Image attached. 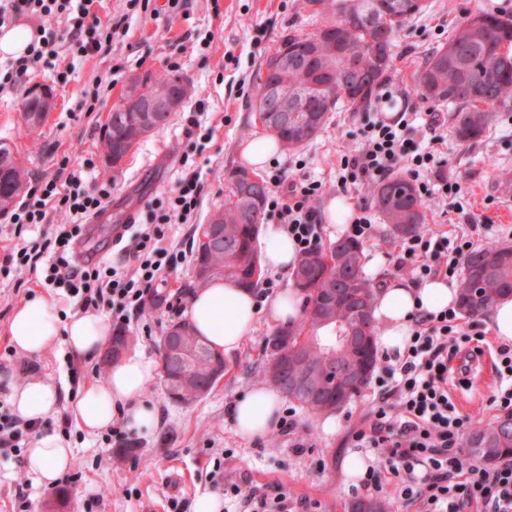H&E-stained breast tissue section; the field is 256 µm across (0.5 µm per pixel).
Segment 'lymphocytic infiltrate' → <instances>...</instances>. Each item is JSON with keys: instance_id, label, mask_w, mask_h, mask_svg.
Listing matches in <instances>:
<instances>
[{"instance_id": "obj_1", "label": "lymphocytic infiltrate", "mask_w": 512, "mask_h": 512, "mask_svg": "<svg viewBox=\"0 0 512 512\" xmlns=\"http://www.w3.org/2000/svg\"><path fill=\"white\" fill-rule=\"evenodd\" d=\"M100 0H0V27L22 16L39 20L38 34L25 55L10 63L0 77V91L27 81L36 69L56 72L61 39L80 56L107 49L114 37L123 35L125 19L102 25L98 16ZM67 19V33H60L57 19ZM410 109L385 118L374 113L363 129L359 147L339 160L338 188L349 190L383 180L400 172L418 181L423 195L437 196L460 208L461 184L448 173V160L439 146L436 120H428L432 130L431 149L421 151L407 138ZM269 201L299 252L319 246L322 216L315 202L322 194L317 181L297 179L275 181ZM110 196L109 187L86 184L80 171H70L64 181L38 183L30 195L10 215L16 229L46 223L49 211L63 212L67 223L55 229L56 250L44 255L41 246L21 248L7 256V263L28 267L40 285L63 288L82 312L109 309L112 320L123 324L141 310L146 296L156 294L162 274L176 268L182 253L167 248L163 227L186 220L199 205L198 180L182 183L168 200L162 213L151 214L148 223L127 225L128 237L122 250L133 267L117 268L84 262L76 263L70 245L84 221L101 212ZM474 247L465 234L431 233L405 238L396 257V267L409 270L417 279L457 276L458 266ZM413 332L404 352L385 365L375 386L379 398L373 406V421L354 431L359 448H372L380 455V467H368L360 484L364 489L382 490L384 481L395 480L401 497L421 506V512H465L472 504L484 512H512V461L487 468L464 460L460 441L471 427L469 416L458 410L448 392L450 363L461 348L484 341L479 322L467 328L458 325L455 309L413 314Z\"/></svg>"}]
</instances>
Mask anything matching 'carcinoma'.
Returning a JSON list of instances; mask_svg holds the SVG:
<instances>
[{"instance_id":"cac0c4a2","label":"carcinoma","mask_w":512,"mask_h":512,"mask_svg":"<svg viewBox=\"0 0 512 512\" xmlns=\"http://www.w3.org/2000/svg\"><path fill=\"white\" fill-rule=\"evenodd\" d=\"M384 0H307L321 19L312 33H287L265 60L264 75L258 78L255 111L272 107L265 87L282 84L288 96L306 93L311 99L328 104L331 112L342 104L353 112H368L376 88L393 66L396 38L401 27L426 9L424 0H401V9L388 15ZM312 46L318 52L308 67H290L284 73L272 68L273 61L286 49L301 55ZM190 82L183 73L146 72L131 80L121 100L112 106L115 118L107 120L102 149L112 154V165L126 155V147L142 139L139 103L141 95H162ZM420 98L431 105H446L455 112L454 133L461 142L483 137L496 110L512 106V21L486 12L468 13L448 37V42L424 59L415 77ZM326 118L307 127L290 142L288 127L277 132L282 146L298 148L321 132ZM28 169L17 161L8 144L0 142V213L13 207L18 197L14 186L27 184ZM366 193L375 201L384 223L392 233L408 237L425 224L423 203L412 181L395 176L372 183ZM267 186H260L258 199L228 189L224 206L209 223L219 225L224 244L198 243L195 265H207L213 273L195 277V288H205L216 279L254 288L263 279L256 248L260 215L263 214ZM364 248L354 238L340 239L327 248L318 247L300 256L293 273L295 286L302 292L300 321L279 328L267 342L270 358L259 377L281 391L282 370L275 357L283 342L298 346L301 357L313 364L316 375L306 384L309 391L293 386V369H288V400L314 414L336 411V394L350 401L367 386L376 368L377 326L373 317V287L362 276ZM512 296V247L487 245L467 254L458 285V305L471 317L488 310L499 298ZM192 343L204 348L205 355L195 367L198 380L210 375L213 356L224 357L207 340L191 332ZM340 364L364 370L355 380L338 371ZM468 454L486 463L512 459V415L493 423H480L463 442ZM350 512H392V505L381 498L351 501Z\"/></svg>"}]
</instances>
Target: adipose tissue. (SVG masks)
<instances>
[{"mask_svg": "<svg viewBox=\"0 0 512 512\" xmlns=\"http://www.w3.org/2000/svg\"><path fill=\"white\" fill-rule=\"evenodd\" d=\"M299 252L293 238L276 225L265 232L264 263L269 271L292 273ZM456 288L439 278L423 283L395 282L377 289L373 305L380 333L377 345L388 353L404 350L410 340L411 316L419 310L438 311L454 306ZM273 323H285L299 315L295 291L258 301L254 292L231 281H215L191 295L188 318L197 332L218 350L232 352L239 348L259 315ZM12 346L21 353L38 354L64 341L77 355L89 356L101 350L110 336L108 324L91 313H74L61 318L47 298L33 297L17 308L7 325ZM155 365L138 354L115 360L105 383L86 384L71 413L79 428L89 434L111 426L121 415L129 429L145 434L157 423L155 412L142 401L145 382L153 377ZM60 390L49 379L38 378L12 389L10 402L23 419H40L58 408ZM281 400L277 392L259 388L240 400L233 409V423L238 435L255 438L264 435L277 421ZM73 449L69 441L54 433L40 435L33 442L26 467L41 484H51L70 462Z\"/></svg>", "mask_w": 512, "mask_h": 512, "instance_id": "1", "label": "adipose tissue"}]
</instances>
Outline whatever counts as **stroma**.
Masks as SVG:
<instances>
[{
	"mask_svg": "<svg viewBox=\"0 0 512 512\" xmlns=\"http://www.w3.org/2000/svg\"><path fill=\"white\" fill-rule=\"evenodd\" d=\"M423 15L408 21L397 37V54L389 74L401 90L392 100L394 110L410 106L420 113L435 112L445 137L443 149L449 168L463 188V211H447L444 201L424 198L423 232L472 231L476 247L495 243L512 246V195L500 189V177L512 171V110L499 111L482 139L463 143L456 139L455 117L447 107L431 108L413 90L412 77L425 54L448 39L452 27L468 12L486 11L512 19V0H428ZM127 35L113 39L110 49L89 57L68 56L70 74L58 84L50 71H37L29 82L0 93V141L17 149L29 171L30 183L51 178L60 165L85 170L89 181L111 182L107 221L86 228L72 249L74 260L89 253L118 266L123 262L112 245L113 229L128 209L143 223L148 204L167 200L192 174L204 184L201 205L186 223L167 225L165 234L174 248L185 250V261L164 277L157 295L146 300L142 314L126 325V353L157 359L166 328L185 319L192 293L196 243L214 208L222 206L228 170L245 166V143L264 129L250 105L257 75L279 38L296 30H316L318 18L305 0H150L149 9L128 16ZM176 69L187 75L195 90L164 129L144 138L114 167L102 157L101 140L107 116L125 93L130 80L147 70ZM100 85L103 104L94 111L81 110L85 90ZM48 93L54 106L36 131H27L20 119L22 105L34 94ZM200 115L202 126L214 136L203 155L192 154L186 135L188 113ZM366 121L362 112L341 108L329 113L319 135L300 149L279 150L273 162L258 171L264 181L308 179L321 182L319 210L345 195L350 206H370L364 187L339 192V156L356 147ZM373 236L364 241L365 278L373 286L391 281H412L411 273L395 266L398 242L380 215H373ZM42 295L60 315L74 312L63 291L36 285L28 271L0 274V400L28 378L8 370L4 354L10 341L5 329L13 311L29 297ZM275 330L259 318L239 349L225 357L224 376L213 389L190 404L164 398L158 379H150L143 400L158 416L154 432L132 435L131 454L110 442L107 431L90 436L72 425L73 401L69 364H77L80 383H100L108 371L100 356L70 357L64 345L38 354L39 377L55 380L61 390L58 409L40 423L41 430L67 433L74 447L71 469L80 480H57L55 485L32 483L31 473L20 463L19 453L0 452V512H14L18 480L29 481V512H190L194 497L206 491L224 500V512H250L243 500L225 495V486L239 484L261 492L281 488L290 512H346L352 500L366 497L358 477L349 475L346 461L355 451L352 434L370 420L372 389H365L342 409L321 417L297 411L296 425L276 439L239 437L230 419L232 406L257 388V374L265 356V339ZM101 495L99 505L88 506L89 492Z\"/></svg>",
	"mask_w": 512,
	"mask_h": 512,
	"instance_id": "obj_1",
	"label": "stroma"
}]
</instances>
